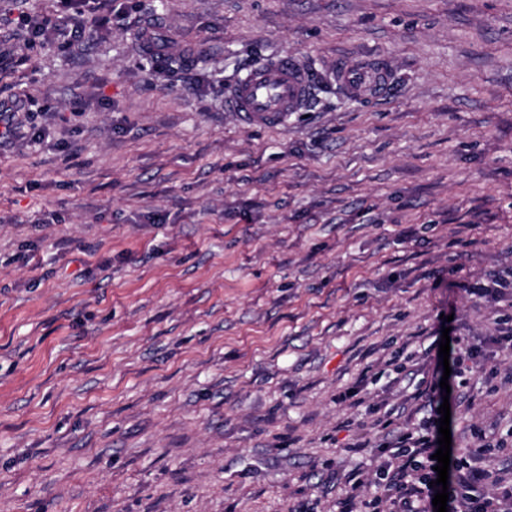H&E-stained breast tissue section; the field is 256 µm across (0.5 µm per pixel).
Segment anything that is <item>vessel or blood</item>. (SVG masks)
Masks as SVG:
<instances>
[{
    "label": "vessel or blood",
    "instance_id": "1",
    "mask_svg": "<svg viewBox=\"0 0 512 512\" xmlns=\"http://www.w3.org/2000/svg\"><path fill=\"white\" fill-rule=\"evenodd\" d=\"M333 75L337 86L355 99L383 92L390 82V73L383 63L374 61L337 59ZM311 92L308 71L290 52L249 67L228 89L226 106L243 125H277L289 113L303 111Z\"/></svg>",
    "mask_w": 512,
    "mask_h": 512
}]
</instances>
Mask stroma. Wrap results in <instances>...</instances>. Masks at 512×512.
I'll return each mask as SVG.
<instances>
[{
    "label": "stroma",
    "instance_id": "1",
    "mask_svg": "<svg viewBox=\"0 0 512 512\" xmlns=\"http://www.w3.org/2000/svg\"><path fill=\"white\" fill-rule=\"evenodd\" d=\"M286 52L313 103L242 126L226 88ZM5 108L0 512H391L447 313L487 355L453 454L512 480V0H129L71 45L0 34ZM336 85L349 97L364 99L383 92L390 82V73L383 63L352 62L343 58L333 67Z\"/></svg>",
    "mask_w": 512,
    "mask_h": 512
}]
</instances>
